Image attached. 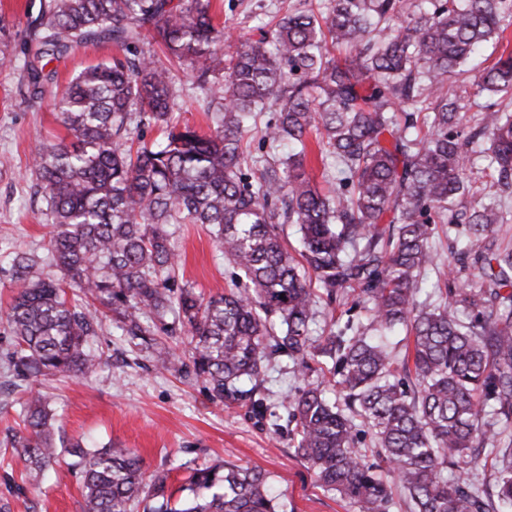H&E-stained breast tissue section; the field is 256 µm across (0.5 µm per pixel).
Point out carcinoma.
<instances>
[{"mask_svg": "<svg viewBox=\"0 0 512 512\" xmlns=\"http://www.w3.org/2000/svg\"><path fill=\"white\" fill-rule=\"evenodd\" d=\"M331 0L317 15L309 0L269 35L233 40L215 22L211 0H40L26 41L29 100L56 71L47 66L80 46L112 45L123 57L77 73L57 98L73 137L48 142L32 159L34 194L53 231L41 257L4 256L19 291L6 319L14 379L84 375L103 361L92 347L103 314L148 347L183 336L196 377L220 403L257 398L275 354L323 357L339 377L346 410L318 383L291 400L294 449L319 486L358 505L389 512L390 484L411 512H512V248L493 241L512 220V113L487 103L468 122L448 79L512 23V0ZM350 48L348 64L328 57L327 40ZM156 43L168 64L143 48ZM190 77L210 132L173 119L179 90L172 68ZM475 97L512 95V54L474 83ZM433 98L424 108L422 96ZM262 112L278 159L249 157L244 139ZM156 128L152 144L141 134ZM318 135L339 189L322 192L306 170L305 140ZM489 143L499 195L472 199L469 147ZM391 218H386V215ZM171 224H203L244 285L204 299L176 280ZM298 227L300 256L281 242ZM437 224H463L467 250L449 251L448 272L469 271L435 305L416 294L441 264L430 243ZM351 293L366 322L311 336L318 296ZM409 332L403 379L388 339ZM162 368L185 365L179 348L158 352ZM252 386L244 388L245 382ZM20 450L36 485L58 461L55 414L41 397L20 403ZM362 418L371 447L358 446ZM493 455L494 494L448 468L480 448ZM85 512H279L270 476L231 462L191 469L174 498L168 475L145 477L128 448L76 444Z\"/></svg>", "mask_w": 512, "mask_h": 512, "instance_id": "obj_1", "label": "carcinoma"}]
</instances>
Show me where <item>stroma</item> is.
<instances>
[{
  "label": "stroma",
  "instance_id": "stroma-1",
  "mask_svg": "<svg viewBox=\"0 0 512 512\" xmlns=\"http://www.w3.org/2000/svg\"><path fill=\"white\" fill-rule=\"evenodd\" d=\"M297 0H212V11L225 31L238 39L256 40ZM27 0H0V42L12 54L0 62V248L43 253L53 230L46 202L36 195L30 167L45 141L67 138L53 98L59 87L87 65L117 55L112 46H82L57 62L56 84L41 100L24 99L23 43ZM170 231L181 261L180 282L202 297L225 292L236 271L225 260L207 226L174 224ZM16 288L0 271V512H83L80 477L62 455L45 480L36 486L23 480L24 462L15 449L4 447L6 436L22 426L20 403L28 393H41L57 414L63 436L91 448L119 445L133 450L146 473L168 474L178 489L191 468L221 460L268 472L279 496L281 512H359L356 505L321 489L313 470L294 451L289 434L290 400L307 384L330 380L331 365L314 363L301 373L285 355H274L263 375L259 394L262 411L250 402H213L202 381L155 366L153 350L136 346L103 320L97 345L108 364L81 376H50L14 386L5 355L10 348L5 312ZM364 311L319 298L311 330L328 336L346 321H365Z\"/></svg>",
  "mask_w": 512,
  "mask_h": 512
}]
</instances>
